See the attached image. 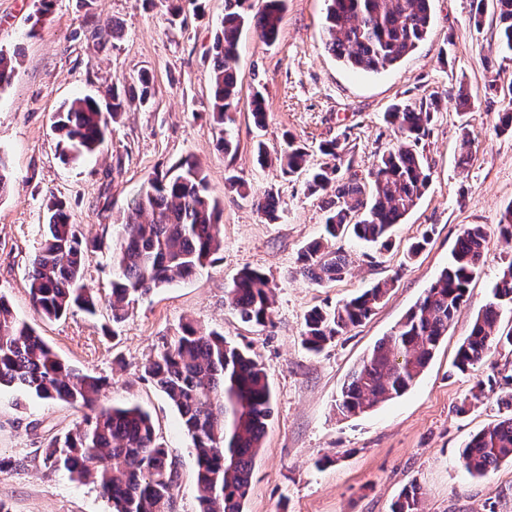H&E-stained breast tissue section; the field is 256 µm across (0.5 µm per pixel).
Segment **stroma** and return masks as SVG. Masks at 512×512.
<instances>
[{
    "mask_svg": "<svg viewBox=\"0 0 512 512\" xmlns=\"http://www.w3.org/2000/svg\"><path fill=\"white\" fill-rule=\"evenodd\" d=\"M39 0H0V48L19 53L14 82L0 91V154L9 161L13 192L0 198V295L14 315L35 328L62 360L106 378L101 402L147 411L171 454L180 461L179 512H200L196 453L166 396L142 378L164 338L189 321L250 346L272 390V416L253 465L244 512H390L410 483L423 491V512H512V463L483 477L459 461V448L505 410L495 393L471 399L478 383H504L512 351L491 353L477 371L461 373L456 350L490 298L497 276L512 263V243L494 231L512 205V134L499 133V102L490 100V77L512 81V58L497 52L492 19L469 21L470 0H433L427 38L395 66L378 74L356 72L325 49V0H286L278 40L263 43L244 28L239 43V106L231 125L234 148L217 145L210 97L208 49L224 17V0H183V22L173 21L168 0H52L35 36L28 18ZM119 26L121 36L99 44L93 32ZM149 71L150 105L126 97L123 114L94 154L64 160L53 115L65 102L98 95L115 83L132 84ZM464 87L474 118L468 129L473 157L459 167L461 118L450 89ZM262 89L264 129L249 115L254 89ZM436 96L438 110L422 150L431 179L417 205L397 225L389 250L377 252L342 238L348 271L315 284L299 272V254L322 233L319 197L304 175L283 174L276 161L285 135L322 160L320 142L340 140L350 171L367 178L396 141L384 112L400 101ZM264 140L270 156L258 164L253 145ZM204 170L210 195L223 203L224 247L211 265L139 299L120 327L108 310L74 311L58 320L37 313L30 300L28 260L39 247L47 207L63 200L86 239L110 240L117 215L127 211L147 177L184 158ZM236 176L251 190H273L278 218L266 220L249 200L229 197L224 179ZM489 228L481 275L470 288L426 371L401 397L349 418L336 399L349 372L390 332L446 266L464 227ZM427 238L407 258L408 244ZM245 269L265 274L274 288L271 320L242 323L225 292ZM391 288L361 324L320 353L302 344L313 307L335 305L374 284ZM79 414L71 406L0 389V457L19 467L0 471V498L11 512H112L91 485L71 480L43 462L49 437L66 432Z\"/></svg>",
    "mask_w": 512,
    "mask_h": 512,
    "instance_id": "obj_1",
    "label": "stroma"
}]
</instances>
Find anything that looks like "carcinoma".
I'll list each match as a JSON object with an SVG mask.
<instances>
[{
  "label": "carcinoma",
  "mask_w": 512,
  "mask_h": 512,
  "mask_svg": "<svg viewBox=\"0 0 512 512\" xmlns=\"http://www.w3.org/2000/svg\"><path fill=\"white\" fill-rule=\"evenodd\" d=\"M249 0H224V18L210 48L212 114L219 127L218 146L232 148L224 124L237 110V60L240 31L251 21L261 41L279 36L285 0H266L262 11L248 15ZM498 28V51L512 55V0H492ZM432 23L431 0H327L326 49L357 72L377 73L393 66L425 40ZM17 70V53L0 50V90ZM486 91L499 99L498 128L512 133V83L488 80ZM124 107L117 87L96 100L76 98L56 113L54 130L62 156L77 160L104 143L110 120ZM434 100L403 102L385 113L397 132V143L383 152L369 173L371 181L337 174L344 147L338 140L320 145L325 161L307 167L308 153L287 137L277 161L283 173L306 172L310 194L325 198V233L307 244L299 256V272L321 284L341 277L348 255L329 240L348 235L382 249L391 247L395 225L416 206L431 171L419 151L429 134ZM251 116L257 127L267 118L264 96L256 91ZM228 186L267 220L277 219L279 199L270 190L251 193L240 180ZM219 200L208 194L207 176L197 162L184 159L164 173L148 177L123 215L115 242L89 241L70 222L63 204L48 207L44 240L29 261L32 305L47 318L76 308L96 314L100 299L84 283L88 253L107 247L112 253V293L107 299L112 324L122 323L129 307L155 289L195 273L214 262L222 247ZM488 230L481 224L463 229L448 265L424 296L380 338L352 370L336 400L342 416L362 413L404 394L423 374L469 287L479 275ZM387 294L377 283L341 304L312 308L304 320L303 342L321 351L347 330L361 324ZM231 308L244 323L270 321L273 291L261 272L245 269L227 291ZM512 306V262L498 276L492 301L477 317L460 345L454 366L475 370L490 353L512 348V331L498 328L499 309ZM144 379L165 394L180 414L197 460L200 512H243L262 440L272 415V395L262 364L248 349L224 334L203 331L192 322L162 342L144 366ZM15 387L47 402L62 401L81 412L64 435H54L44 448L46 466L96 487L112 501L113 512H177L179 462L155 432L150 414L138 406L100 404L106 380L62 362L36 331L18 320L0 296V387ZM509 414L474 435L459 451L462 466L482 477L512 460V387L498 395ZM423 492L412 482L392 512H421Z\"/></svg>",
  "instance_id": "1"
}]
</instances>
